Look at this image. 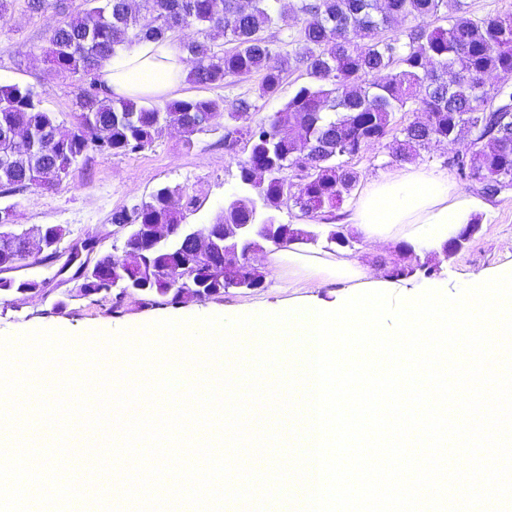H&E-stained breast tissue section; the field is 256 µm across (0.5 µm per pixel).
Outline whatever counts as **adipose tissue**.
<instances>
[{
  "label": "adipose tissue",
  "mask_w": 512,
  "mask_h": 512,
  "mask_svg": "<svg viewBox=\"0 0 512 512\" xmlns=\"http://www.w3.org/2000/svg\"><path fill=\"white\" fill-rule=\"evenodd\" d=\"M185 72L169 42H143L107 63L102 78L116 97L159 96L172 90ZM477 210V202L456 189L447 175L408 165L371 180L346 221L375 246L404 241L416 248L433 247Z\"/></svg>",
  "instance_id": "1"
}]
</instances>
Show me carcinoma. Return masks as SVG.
<instances>
[{"mask_svg": "<svg viewBox=\"0 0 512 512\" xmlns=\"http://www.w3.org/2000/svg\"><path fill=\"white\" fill-rule=\"evenodd\" d=\"M182 0H138L137 14L130 0H87L88 8L55 27L50 34L47 62L57 74L81 71L91 76L77 95L76 115L94 125L95 139L74 130L62 132L52 113L43 108L37 93L17 84L0 85V191L35 185L59 187L86 151L123 156L150 145L163 129L176 126L186 137L209 131L227 114L224 137L249 144L246 158L237 161L239 192L224 204V211L203 227L211 239L236 249L245 258L241 279L261 288L264 275L250 263V254L268 245L318 241L316 226L329 227L326 241L341 235L338 211L350 198L357 175L338 159L367 146L381 143L391 132L395 114L412 103L425 120L400 129L394 157L405 160L433 141L455 144L462 135L471 146L448 155V167L465 182L480 181L494 188L512 180V110L509 106L489 111L490 96L484 76L495 72L512 77V16H486L471 20L448 15V0H296L292 7L282 0H251L240 11L237 0H193L183 17V27L202 33L221 31L234 47L215 53L206 41L182 45L193 62L188 81L211 87L232 77L257 73V97H276L288 70L301 68L308 82L299 86L277 112L250 120L255 102L239 98L232 110L224 100L187 98L164 106L131 98H113L97 75L118 50L141 42L169 39L178 21ZM395 14L419 24L404 37H381L383 16ZM301 24L297 49L280 55L269 65L272 29L288 22ZM349 21V34L340 32ZM92 36L94 48L76 54V45ZM369 39L366 48L356 39ZM450 67L455 80L436 75ZM387 72L383 81L375 75ZM47 131L52 141L33 150L1 138L21 126ZM8 155L3 160L1 156ZM303 165L295 199L306 224L283 223L276 213L286 207L288 170ZM175 190L161 186L149 200L131 209L112 213V223L129 225L124 257L101 256L76 272L77 288L84 296L112 297L118 312L128 293L161 296L170 304L220 299L224 289L237 283L224 280V255L200 256L187 242L194 228L188 225L193 210L173 204ZM249 224L243 236L224 238V225ZM165 228L169 239L156 246V232ZM51 259L58 253L65 229L42 228ZM28 233L12 223L0 227V272L30 265L32 252L25 247ZM428 274L426 265H395L389 277L409 278ZM39 288L34 280L0 277V292H26Z\"/></svg>", "mask_w": 512, "mask_h": 512, "instance_id": "1", "label": "carcinoma"}]
</instances>
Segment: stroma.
Instances as JSON below:
<instances>
[{"label":"stroma","instance_id":"35a3bbf8","mask_svg":"<svg viewBox=\"0 0 512 512\" xmlns=\"http://www.w3.org/2000/svg\"><path fill=\"white\" fill-rule=\"evenodd\" d=\"M62 8L48 7L34 13L28 0H7L0 12V84H20L32 88L52 112L62 130L74 124L76 96L89 79L79 74L52 72L45 58L48 38L54 27L66 17L83 12L85 0H62ZM257 75L226 79L223 87L206 88L181 80L168 96L154 97L164 105L169 99L220 97L232 107L239 97H254ZM396 133L382 143L364 149L356 156L343 157L344 166L358 175L356 191H363L370 179L381 177L400 163L393 156ZM468 138L455 145L434 142L411 157L414 166L427 171H443L461 191L468 183L459 180L446 164L451 149H465ZM246 150L229 155L224 150V123L216 121L211 131L186 138L175 128L165 129L148 147L124 157L88 150L62 185L53 190L31 186L0 195V206L10 205L16 221L30 233L48 224L62 226L65 236L59 256L53 262L34 254L31 265L15 271L18 280L38 281L36 290L0 296V336L16 338L36 330H58L75 339L94 333H132L163 319L188 320L210 316H242L276 312L315 295L332 302L340 290L338 283H327L314 290L305 281L289 277L283 266L269 261L268 249L255 251L253 264L264 275V285L253 291L226 290L223 298L171 305L165 299L132 294L126 296L120 311H112L110 300L82 296L71 271L63 267L69 247L76 240L92 237L96 248L86 254L87 263H95L104 254L122 258L125 233L112 222L115 210L129 208L148 200L158 187L176 188L178 203L196 199L199 208L190 223L214 221L237 188L236 161ZM481 225L466 247L454 256L441 248L422 247L421 261L433 268L431 281L444 283L449 293H457L468 283L497 269L512 265V192L494 201H482Z\"/></svg>","mask_w":512,"mask_h":512}]
</instances>
